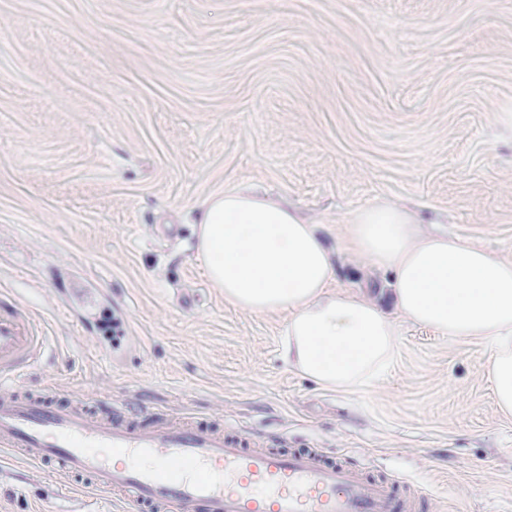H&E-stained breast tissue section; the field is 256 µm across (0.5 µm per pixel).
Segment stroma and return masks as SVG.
Returning a JSON list of instances; mask_svg holds the SVG:
<instances>
[{"mask_svg": "<svg viewBox=\"0 0 512 512\" xmlns=\"http://www.w3.org/2000/svg\"><path fill=\"white\" fill-rule=\"evenodd\" d=\"M227 187L331 229L401 203L512 257V0H0V290L51 338L11 387L284 434L410 478L426 512H512L487 346L402 322L371 388L303 377L286 314L208 280L195 229ZM366 266L339 253L336 287L376 296ZM0 512L115 510L0 452Z\"/></svg>", "mask_w": 512, "mask_h": 512, "instance_id": "obj_1", "label": "stroma"}]
</instances>
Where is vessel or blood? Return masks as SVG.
<instances>
[{"label": "vessel or blood", "instance_id": "obj_1", "mask_svg": "<svg viewBox=\"0 0 512 512\" xmlns=\"http://www.w3.org/2000/svg\"><path fill=\"white\" fill-rule=\"evenodd\" d=\"M44 337L0 293V375L33 368ZM0 450L25 466L122 499L132 512H420L409 481L352 467L315 448L146 404L48 390L0 391Z\"/></svg>", "mask_w": 512, "mask_h": 512}]
</instances>
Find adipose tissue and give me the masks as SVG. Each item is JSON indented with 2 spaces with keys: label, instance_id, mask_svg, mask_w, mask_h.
<instances>
[{
  "label": "adipose tissue",
  "instance_id": "adipose-tissue-1",
  "mask_svg": "<svg viewBox=\"0 0 512 512\" xmlns=\"http://www.w3.org/2000/svg\"><path fill=\"white\" fill-rule=\"evenodd\" d=\"M325 229L288 206L235 188L212 196L198 251L226 302L287 314L283 356L326 389L358 391L396 361L403 320L452 339L485 342L500 413L512 417V258L470 240L423 232L406 208L355 213L328 246ZM394 273L378 298L334 289V247Z\"/></svg>",
  "mask_w": 512,
  "mask_h": 512
}]
</instances>
